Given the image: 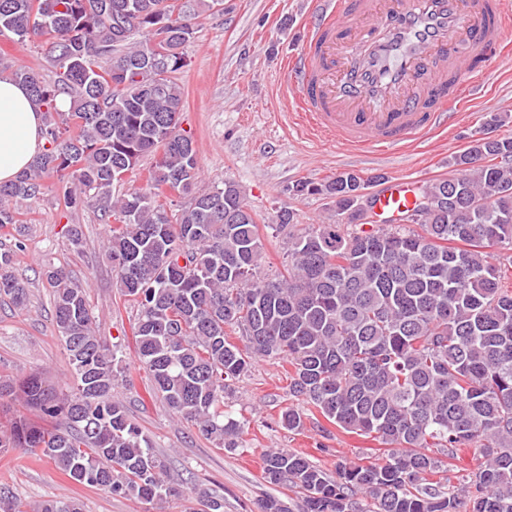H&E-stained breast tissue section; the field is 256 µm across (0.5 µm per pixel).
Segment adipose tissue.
<instances>
[{
    "instance_id": "adipose-tissue-1",
    "label": "adipose tissue",
    "mask_w": 512,
    "mask_h": 512,
    "mask_svg": "<svg viewBox=\"0 0 512 512\" xmlns=\"http://www.w3.org/2000/svg\"><path fill=\"white\" fill-rule=\"evenodd\" d=\"M43 116L27 89L0 79V182L14 180L43 148Z\"/></svg>"
}]
</instances>
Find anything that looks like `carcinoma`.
<instances>
[{
  "label": "carcinoma",
  "instance_id": "1",
  "mask_svg": "<svg viewBox=\"0 0 512 512\" xmlns=\"http://www.w3.org/2000/svg\"><path fill=\"white\" fill-rule=\"evenodd\" d=\"M223 0H0V32L43 40L57 78L28 67L1 72L44 109L46 146L28 169L0 183V226L15 205L56 176L73 185L65 205H94L113 220L107 252L120 294L137 306V362L163 401L214 447H242L244 423L224 411L230 382L256 359L293 368L288 393L349 433L373 435L382 461L338 464L332 477L307 455H263L266 482L296 488L299 512H512V288L491 250H512V136H480L448 159L452 174L421 187L410 224L339 222L362 212L364 180L339 172L299 181L296 196L324 195L336 220L299 229L281 210L288 268L258 274L256 216L235 182L199 186L193 138L180 127L182 92L197 20ZM142 35L139 41L136 35ZM68 97L63 112L57 102ZM159 152L147 186L112 199V185ZM489 163L481 165L479 161ZM189 197L177 217L161 197ZM0 250V295L28 301L26 282ZM54 319L73 378L59 393L32 376L23 398L44 424L0 429V452H40L70 480L146 502L182 496L166 465L113 389L124 381L120 347L97 335L85 286L50 263ZM236 328L244 347L230 342ZM279 425L304 428L303 413ZM462 448L482 462L460 493L431 477ZM366 493L373 509L355 495ZM36 512H82L46 500Z\"/></svg>",
  "mask_w": 512,
  "mask_h": 512
}]
</instances>
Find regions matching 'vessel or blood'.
Wrapping results in <instances>:
<instances>
[{"label":"vessel or blood","mask_w":512,"mask_h":512,"mask_svg":"<svg viewBox=\"0 0 512 512\" xmlns=\"http://www.w3.org/2000/svg\"><path fill=\"white\" fill-rule=\"evenodd\" d=\"M288 62L307 129L358 150L394 151L448 129L512 45V0H317ZM468 71V84L449 76ZM412 178L370 197L378 217L414 209Z\"/></svg>","instance_id":"b4317fda"}]
</instances>
